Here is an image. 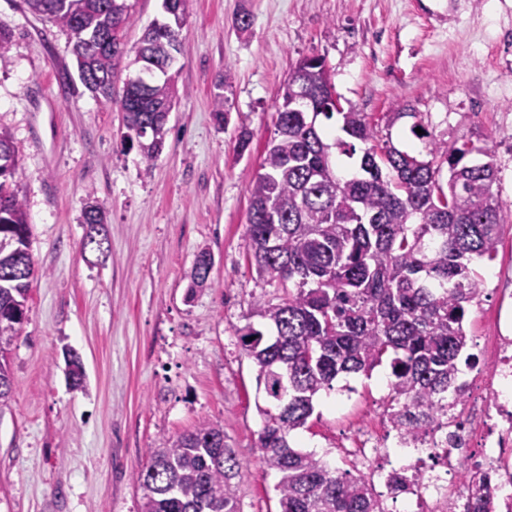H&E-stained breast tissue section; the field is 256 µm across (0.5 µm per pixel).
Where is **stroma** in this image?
I'll return each instance as SVG.
<instances>
[{"label":"stroma","mask_w":512,"mask_h":512,"mask_svg":"<svg viewBox=\"0 0 512 512\" xmlns=\"http://www.w3.org/2000/svg\"><path fill=\"white\" fill-rule=\"evenodd\" d=\"M252 25L238 32L236 20ZM12 31L0 67V126L21 159L19 183L38 271L12 354L15 390L0 411V512H139L133 473L148 451L221 423L240 464L235 512H280L276 477L256 448L264 396L236 330L257 297L283 291L260 279L244 233L249 188L291 69L323 58L341 107L366 113L379 142L425 155L422 125L440 140L494 152V185L512 211V0H190L173 70L185 89L153 165L123 141L119 105L81 85L68 38L0 0ZM227 82V125L212 99ZM252 136L238 154L240 132ZM95 194L107 212V256L82 251V211ZM215 258L211 287L188 295L198 253ZM483 293L468 336L491 333L493 289L512 282V223L495 260L481 262ZM85 369L70 388L64 348ZM388 368L343 376L321 392L291 443L339 470L336 450L355 421L384 405Z\"/></svg>","instance_id":"obj_1"}]
</instances>
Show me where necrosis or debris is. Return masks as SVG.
I'll use <instances>...</instances> for the list:
<instances>
[{"instance_id":"4bbe7bcc","label":"necrosis or debris","mask_w":512,"mask_h":512,"mask_svg":"<svg viewBox=\"0 0 512 512\" xmlns=\"http://www.w3.org/2000/svg\"><path fill=\"white\" fill-rule=\"evenodd\" d=\"M495 317L504 326L480 348L487 371L460 380L444 418L414 440L386 409L354 428L344 452L377 483L385 512H512V291Z\"/></svg>"}]
</instances>
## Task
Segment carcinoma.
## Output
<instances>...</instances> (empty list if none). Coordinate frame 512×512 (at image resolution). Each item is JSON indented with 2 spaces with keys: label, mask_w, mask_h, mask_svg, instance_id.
Listing matches in <instances>:
<instances>
[{
  "label": "carcinoma",
  "mask_w": 512,
  "mask_h": 512,
  "mask_svg": "<svg viewBox=\"0 0 512 512\" xmlns=\"http://www.w3.org/2000/svg\"><path fill=\"white\" fill-rule=\"evenodd\" d=\"M180 14L163 0V20L154 37L182 45ZM33 13L58 26L74 47L80 83L99 103L112 93L93 92L105 84L124 53V31L135 21L131 0H25ZM174 57L159 64L152 49H139L134 96L121 100L129 146L147 134L150 163L168 133L166 109L179 97ZM297 98L276 107L274 135L250 185L244 237L248 260L258 276L282 288L277 303L261 298L251 315L262 320L236 329L243 351L257 367V385L268 406L258 438L263 472L278 481L281 512H383L363 477L333 470L324 457L299 452L290 434L314 413V398L341 375L372 371L388 363L389 402L394 426L412 434L431 424L448 399L469 337L464 323L479 297L476 263L498 254L508 214L493 186L492 150L445 141L428 134L429 159L386 142L366 113L330 109L333 93L325 61L299 60L288 78ZM224 87L213 95L219 124L227 122ZM339 116L346 138L326 143L320 116ZM358 170L341 175L330 149L351 158L356 143ZM448 181L440 180L442 168ZM19 159L10 133L0 128V409L11 400L12 346L26 315L31 281L11 279V269L30 250L27 211L16 175ZM88 230L106 224L103 206L89 193L82 214ZM67 380L80 387L83 362L66 359ZM150 464L133 473L144 490L140 512H235L239 463L224 444V426L201 421L193 430L149 449Z\"/></svg>",
  "instance_id": "carcinoma-1"
}]
</instances>
